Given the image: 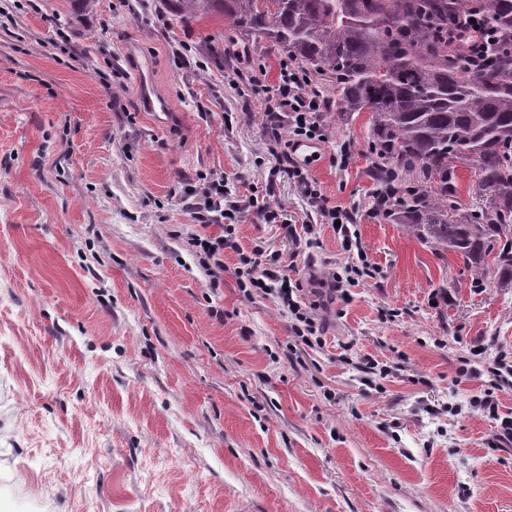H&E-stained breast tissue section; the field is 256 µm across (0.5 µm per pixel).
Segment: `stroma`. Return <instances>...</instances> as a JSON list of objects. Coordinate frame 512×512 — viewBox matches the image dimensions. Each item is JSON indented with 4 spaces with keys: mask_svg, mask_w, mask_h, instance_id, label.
I'll return each instance as SVG.
<instances>
[{
    "mask_svg": "<svg viewBox=\"0 0 512 512\" xmlns=\"http://www.w3.org/2000/svg\"><path fill=\"white\" fill-rule=\"evenodd\" d=\"M283 56L164 0H0V512H512V376L490 371L512 283L372 214L368 113L325 114L309 170L370 269L319 309L321 344L240 292L242 253L310 302L350 262L258 110ZM218 178L308 244L246 209L212 285L190 239L220 228L185 194ZM150 74L151 68L149 63L147 61L139 63L136 67L134 92L148 112H161V114H165L169 112L167 104L162 99L154 97L150 84Z\"/></svg>",
    "mask_w": 512,
    "mask_h": 512,
    "instance_id": "35a3bbf8",
    "label": "stroma"
}]
</instances>
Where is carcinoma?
<instances>
[{
	"instance_id": "cac0c4a2",
	"label": "carcinoma",
	"mask_w": 512,
	"mask_h": 512,
	"mask_svg": "<svg viewBox=\"0 0 512 512\" xmlns=\"http://www.w3.org/2000/svg\"><path fill=\"white\" fill-rule=\"evenodd\" d=\"M184 22L222 17L330 76L327 107L368 112L373 209L482 282L512 279V0H165ZM477 10L486 62L460 64L448 28ZM475 165L489 207L462 210L453 162ZM419 168L424 184H403Z\"/></svg>"
}]
</instances>
